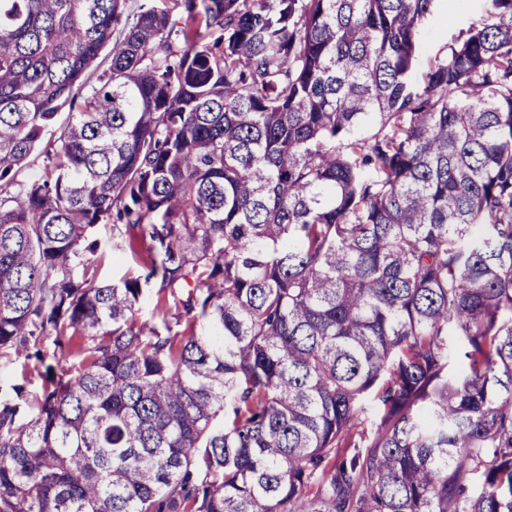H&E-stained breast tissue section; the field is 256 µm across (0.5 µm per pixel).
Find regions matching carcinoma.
Wrapping results in <instances>:
<instances>
[{"label": "carcinoma", "instance_id": "obj_1", "mask_svg": "<svg viewBox=\"0 0 512 512\" xmlns=\"http://www.w3.org/2000/svg\"><path fill=\"white\" fill-rule=\"evenodd\" d=\"M174 2L0 0V512H512V0ZM446 1L439 2L444 22L431 25L426 31L425 58L446 53L460 30L479 25L483 19V12L477 2H471L468 6H451ZM146 246L145 240L139 237L132 238L126 250L119 255L112 256V252L108 253L104 258L101 266L98 268V276L101 279H112L113 276H120L125 272L132 261L133 252L144 250ZM39 347L45 356L44 364L36 358L27 360L21 357L13 361L12 364H2L0 366L3 391L12 392L10 389L12 385H19L24 388L25 395H34L41 392L45 384L48 366L53 368L54 374L57 376L73 371L72 366L74 362L71 359L67 361L60 360L59 362L53 359L52 354L55 346L52 343V339L44 340Z\"/></svg>", "mask_w": 512, "mask_h": 512}]
</instances>
